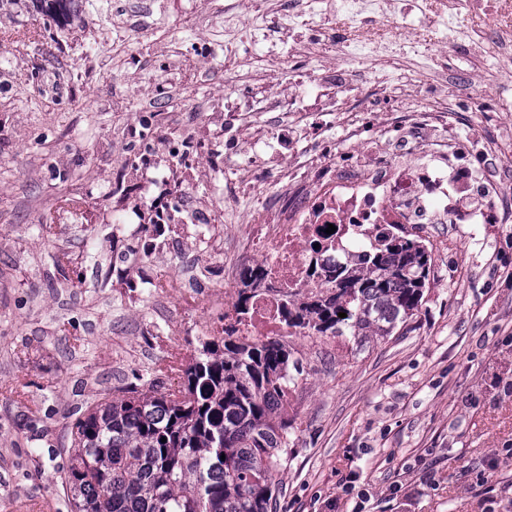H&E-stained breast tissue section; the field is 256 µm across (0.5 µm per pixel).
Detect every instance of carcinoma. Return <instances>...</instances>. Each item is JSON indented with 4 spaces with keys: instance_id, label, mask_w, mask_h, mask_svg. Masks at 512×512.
Listing matches in <instances>:
<instances>
[{
    "instance_id": "1",
    "label": "carcinoma",
    "mask_w": 512,
    "mask_h": 512,
    "mask_svg": "<svg viewBox=\"0 0 512 512\" xmlns=\"http://www.w3.org/2000/svg\"><path fill=\"white\" fill-rule=\"evenodd\" d=\"M73 2L30 0L62 26ZM431 266L425 244L395 234L341 268L333 294L289 306L288 324L357 345L390 336L417 315ZM261 279L260 265L244 267L242 307ZM291 356L280 339L226 333L201 343L178 391L133 390L95 404L71 428L70 512H277L293 429L288 391L298 380Z\"/></svg>"
}]
</instances>
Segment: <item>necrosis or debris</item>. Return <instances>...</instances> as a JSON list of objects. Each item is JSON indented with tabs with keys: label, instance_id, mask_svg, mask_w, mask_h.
<instances>
[{
	"label": "necrosis or debris",
	"instance_id": "obj_1",
	"mask_svg": "<svg viewBox=\"0 0 512 512\" xmlns=\"http://www.w3.org/2000/svg\"><path fill=\"white\" fill-rule=\"evenodd\" d=\"M262 11L261 36L246 17ZM223 20L224 142L244 143L234 183L213 223L243 225L224 257V288L210 295L223 323L245 342L298 335L284 302L334 288L330 271L363 241L418 224L512 222L495 198L490 168L474 166L480 117L512 98V0H224V15L193 13L202 31ZM293 42L315 55V71L275 80L280 57L270 44ZM434 51L421 68L407 47ZM336 130L329 146L308 142L312 121ZM334 233H327V226ZM266 270L247 315L235 293L238 260Z\"/></svg>",
	"mask_w": 512,
	"mask_h": 512
}]
</instances>
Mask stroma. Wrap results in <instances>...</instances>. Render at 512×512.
Instances as JSON below:
<instances>
[{
    "label": "stroma",
    "instance_id": "stroma-1",
    "mask_svg": "<svg viewBox=\"0 0 512 512\" xmlns=\"http://www.w3.org/2000/svg\"><path fill=\"white\" fill-rule=\"evenodd\" d=\"M154 0L125 42L0 8V512H70L69 431L125 389L176 385L224 285L223 144L186 111L224 96L223 25ZM150 113H143V104ZM169 214L163 234L145 217ZM409 330L288 341L291 454L277 512H512V223L436 224ZM488 482H481V474Z\"/></svg>",
    "mask_w": 512,
    "mask_h": 512
}]
</instances>
